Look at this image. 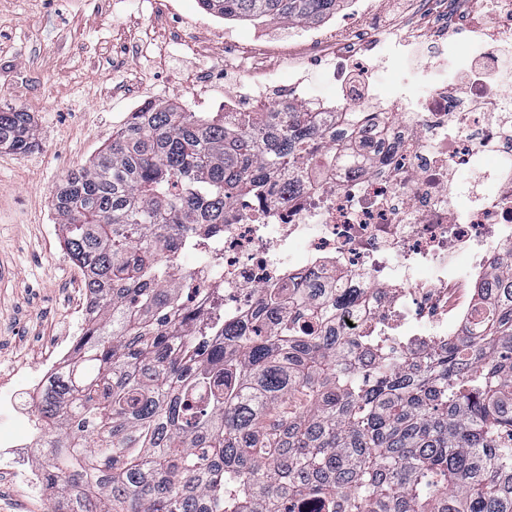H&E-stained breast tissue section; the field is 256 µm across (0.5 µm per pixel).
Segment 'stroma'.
I'll list each match as a JSON object with an SVG mask.
<instances>
[{
  "label": "stroma",
  "mask_w": 512,
  "mask_h": 512,
  "mask_svg": "<svg viewBox=\"0 0 512 512\" xmlns=\"http://www.w3.org/2000/svg\"><path fill=\"white\" fill-rule=\"evenodd\" d=\"M0 0V105L32 112L39 146L25 155L0 149V375L40 362L85 293L79 267L65 259L64 234L51 206L67 172L111 141L134 103L183 104L192 75L216 71L202 111L225 90L256 79L224 67L214 29L248 41L253 24L224 21L200 0ZM203 22L204 52L185 50L183 23Z\"/></svg>",
  "instance_id": "obj_1"
}]
</instances>
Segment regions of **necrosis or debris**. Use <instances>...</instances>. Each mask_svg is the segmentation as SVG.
<instances>
[{
	"label": "necrosis or debris",
	"mask_w": 512,
	"mask_h": 512,
	"mask_svg": "<svg viewBox=\"0 0 512 512\" xmlns=\"http://www.w3.org/2000/svg\"><path fill=\"white\" fill-rule=\"evenodd\" d=\"M389 0H348V23L288 39L297 61L329 60L336 94L313 99L304 78L265 84L249 98L225 93L224 111L263 106L354 112L374 134L362 156L315 170L304 164L242 193L224 215L223 235L199 227L181 284L190 306L208 315L224 299V323L250 326L275 288L306 280L339 283L352 295L336 309L351 336L383 337L391 356L411 359L460 335L474 315L479 282L512 253V94L496 76L501 47L480 37L453 40L447 62H423L422 88L384 86L371 69L385 55L401 72L378 14ZM417 43L448 11L480 12L474 29L502 30L512 43V0H408ZM85 322L77 310L37 368L0 385V472L19 487L17 512L46 497L47 474L18 457L44 443L37 397L70 363Z\"/></svg>",
	"instance_id": "obj_1"
}]
</instances>
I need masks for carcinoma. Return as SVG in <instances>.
Instances as JSON below:
<instances>
[{
    "label": "carcinoma",
    "mask_w": 512,
    "mask_h": 512,
    "mask_svg": "<svg viewBox=\"0 0 512 512\" xmlns=\"http://www.w3.org/2000/svg\"><path fill=\"white\" fill-rule=\"evenodd\" d=\"M238 21L308 23L338 0H200ZM340 112H133L52 207L83 271L80 356L41 395L46 470L72 512H512V260L480 289L474 327L411 362L327 321L346 298L314 283L253 327L186 306L170 269L195 225L270 170L337 151ZM0 146H37L0 106Z\"/></svg>",
    "instance_id": "cac0c4a2"
}]
</instances>
